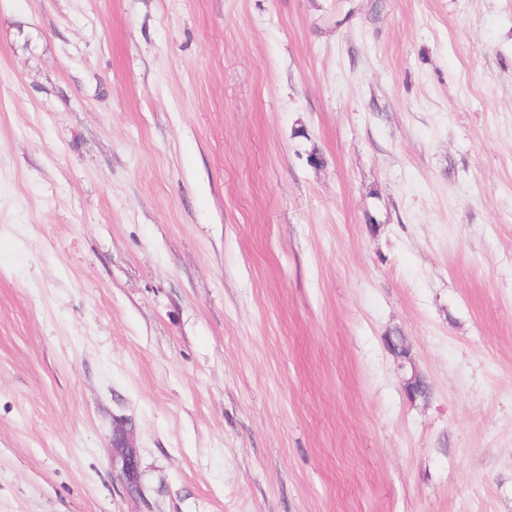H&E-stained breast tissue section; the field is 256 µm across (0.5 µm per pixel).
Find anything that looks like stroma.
Returning a JSON list of instances; mask_svg holds the SVG:
<instances>
[{"instance_id": "obj_1", "label": "stroma", "mask_w": 512, "mask_h": 512, "mask_svg": "<svg viewBox=\"0 0 512 512\" xmlns=\"http://www.w3.org/2000/svg\"><path fill=\"white\" fill-rule=\"evenodd\" d=\"M0 512H512V0H0ZM391 337L388 338V346H389V349L390 351L397 357L401 358V359H404V361H407V363L409 364V367H410V373L408 370L405 371V374H404V377H403V385H404V389L407 393V395L410 397V398H414L416 399L417 397H420V398H423V399H427L428 398V395L427 396H419L416 389L418 387H427L428 386L424 383V381L422 380L421 376L418 374V372L416 371L414 365L412 364V361L410 359V357L408 356V353H409V347L407 346V343H406V339H405V336L404 338L401 340V344L400 346L398 347L397 351L394 352V349L393 347H391ZM110 465L122 494L140 497L142 483L139 452L135 445L134 428L130 419H120L113 425Z\"/></svg>"}]
</instances>
